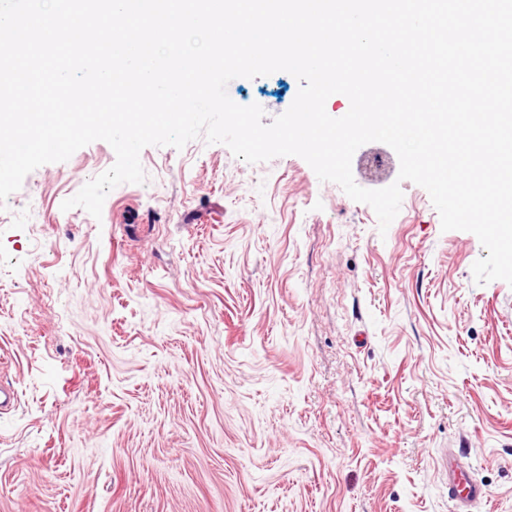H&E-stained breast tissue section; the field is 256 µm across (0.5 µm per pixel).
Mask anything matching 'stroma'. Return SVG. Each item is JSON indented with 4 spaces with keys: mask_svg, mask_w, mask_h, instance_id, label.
<instances>
[{
    "mask_svg": "<svg viewBox=\"0 0 512 512\" xmlns=\"http://www.w3.org/2000/svg\"><path fill=\"white\" fill-rule=\"evenodd\" d=\"M289 72L238 77L275 118ZM115 152L43 165L0 208V512H454L466 454L512 512V286L400 182L373 209L296 155L258 164L204 138L140 153L101 218L62 210ZM392 148L355 182H398Z\"/></svg>",
    "mask_w": 512,
    "mask_h": 512,
    "instance_id": "stroma-1",
    "label": "stroma"
}]
</instances>
